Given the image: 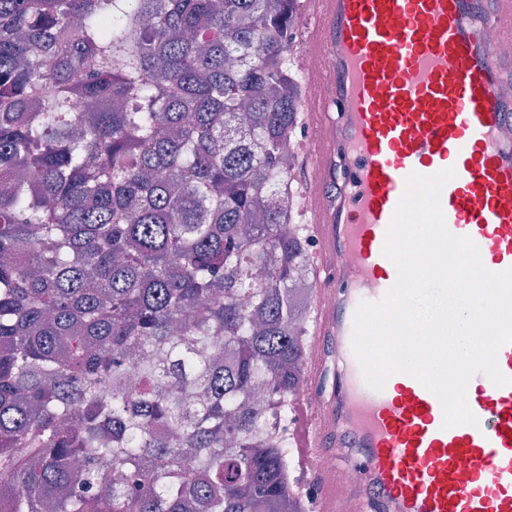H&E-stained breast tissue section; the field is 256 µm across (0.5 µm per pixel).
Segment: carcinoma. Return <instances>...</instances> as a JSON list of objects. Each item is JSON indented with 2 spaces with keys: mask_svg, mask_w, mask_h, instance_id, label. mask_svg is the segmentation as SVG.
Listing matches in <instances>:
<instances>
[{
  "mask_svg": "<svg viewBox=\"0 0 512 512\" xmlns=\"http://www.w3.org/2000/svg\"><path fill=\"white\" fill-rule=\"evenodd\" d=\"M299 15L0 0V512H306Z\"/></svg>",
  "mask_w": 512,
  "mask_h": 512,
  "instance_id": "carcinoma-1",
  "label": "carcinoma"
}]
</instances>
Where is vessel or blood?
<instances>
[{
  "label": "vessel or blood",
  "mask_w": 512,
  "mask_h": 512,
  "mask_svg": "<svg viewBox=\"0 0 512 512\" xmlns=\"http://www.w3.org/2000/svg\"><path fill=\"white\" fill-rule=\"evenodd\" d=\"M303 0L301 123L312 141L302 193L321 301L308 334L296 428L306 463L336 457L362 479L359 512H512V382L475 375L477 425L444 427L439 399L397 373L367 385L352 347L360 302L398 276L386 231L414 173L454 168L440 204L449 231L470 237L485 268H512V0ZM497 30L487 43L486 28ZM333 68H325L326 57ZM313 512H337L328 474L308 488Z\"/></svg>",
  "instance_id": "1"
}]
</instances>
